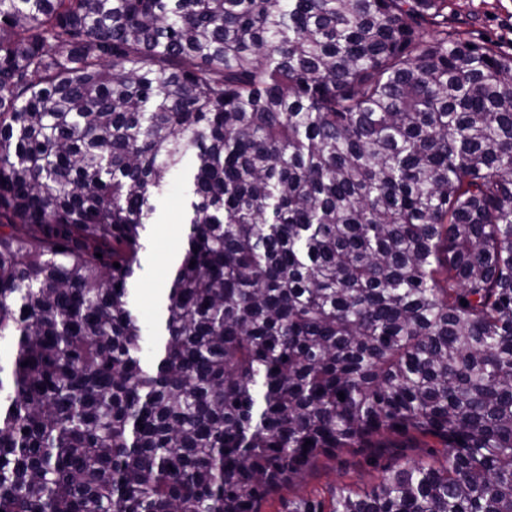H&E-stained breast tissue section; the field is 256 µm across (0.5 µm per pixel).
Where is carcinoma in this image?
<instances>
[{"mask_svg":"<svg viewBox=\"0 0 512 512\" xmlns=\"http://www.w3.org/2000/svg\"><path fill=\"white\" fill-rule=\"evenodd\" d=\"M0 338V512H260L351 449L288 512H512V54L448 0H0ZM182 183L173 178L164 193L162 211L164 224H180L181 210L184 204ZM184 244V226L180 224L174 230L159 231L151 227V246L143 262V270L137 285V314L150 331L158 318L159 297L166 288L172 273L169 263L171 253L182 252ZM341 460L321 459L298 485L283 488L270 496L263 503L261 512H288V502L295 496H308L327 504L340 485L363 489L375 482L377 471L367 464L364 455L344 453Z\"/></svg>","mask_w":512,"mask_h":512,"instance_id":"obj_1","label":"carcinoma"}]
</instances>
